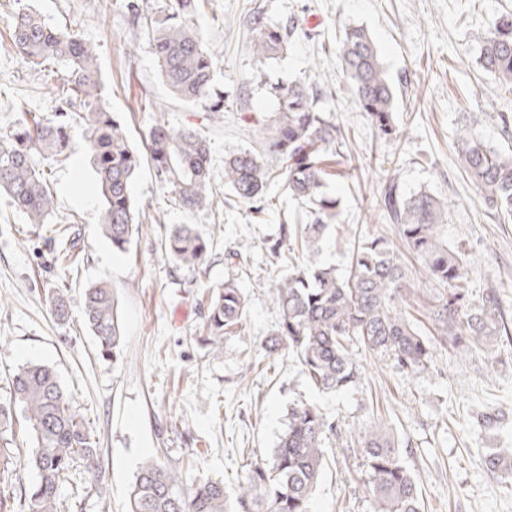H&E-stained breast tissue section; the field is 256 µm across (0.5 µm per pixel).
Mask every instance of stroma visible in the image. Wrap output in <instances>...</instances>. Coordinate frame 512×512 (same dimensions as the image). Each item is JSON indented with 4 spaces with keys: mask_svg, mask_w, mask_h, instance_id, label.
<instances>
[{
    "mask_svg": "<svg viewBox=\"0 0 512 512\" xmlns=\"http://www.w3.org/2000/svg\"><path fill=\"white\" fill-rule=\"evenodd\" d=\"M25 2L50 26L95 46L106 104L136 149H143L159 116L171 127L206 135L213 190L208 214L187 213L143 165L132 186L138 222L131 245L113 251L98 227L99 188L84 125L76 121L71 154L47 169L54 210L46 223H28L0 197V403L8 402L18 367L53 365L102 451L103 491L67 489L58 512H126L129 488L150 456L184 484L202 474L234 491L248 464L272 452L290 404L300 400L319 404L339 424L311 512H373L353 446L356 423L370 414L400 435L427 512H512V480L487 464L492 449L512 447V354L441 351L427 370L409 377L357 347L362 378L356 388L340 394L312 389L291 352L269 356L263 349L278 321L269 290L283 269L268 241L279 225L305 223V211L278 175L260 213L234 202L224 187L225 156L255 146L257 131L273 118L265 83L304 79L316 86L320 106L333 113L345 140L338 161L345 176L328 187L342 222L324 259L345 265L365 234L395 240V226L373 209L384 176L393 173L404 191L426 189L455 200L444 233L467 258L469 297L476 301L496 288L512 317V223L488 214L454 148L458 130L467 126L489 147L512 154V128L494 118L512 116V91L478 61L488 23L512 13V0H200L195 23L224 89L220 115L172 99L150 45L118 0ZM14 9L12 0H0V132L22 111L46 114L55 107L46 88L50 74L9 44ZM256 15L266 25L294 29L284 53L261 68L251 49ZM352 26L369 32L398 88L400 139L377 136L339 77L337 48ZM176 224L195 225L210 241L202 266L188 270L166 258L164 239ZM69 246L80 253L78 264L63 259ZM230 278L249 305L217 357L205 341L206 300ZM98 281L111 285L122 316L125 343L115 362L98 355L81 322L82 290ZM48 288L65 290L68 320L46 305ZM493 409L502 420L481 428L479 414Z\"/></svg>",
    "mask_w": 512,
    "mask_h": 512,
    "instance_id": "obj_1",
    "label": "stroma"
}]
</instances>
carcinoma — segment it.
<instances>
[{"mask_svg": "<svg viewBox=\"0 0 512 512\" xmlns=\"http://www.w3.org/2000/svg\"><path fill=\"white\" fill-rule=\"evenodd\" d=\"M124 8L141 23L158 63L159 74L174 98L206 112L224 111V91L212 63V49L194 23L197 0H124ZM255 64L266 65L284 52L291 32L255 21ZM13 50L40 67L50 61L60 72L58 104L50 114L26 112L11 131L0 133V194L43 224L53 209L47 184L48 162L71 152V114L82 113L85 147L100 189L99 229L121 252L128 250L136 222L132 184L144 161L184 211L209 210L210 151L207 139L192 127L172 128L157 119L145 137V152L133 147L117 116L103 103V86L95 47L78 36L51 27L32 8L18 10L9 29ZM339 53L342 75L362 110L384 140L403 135L395 118L397 91L378 50L362 27L346 30ZM479 62L499 84L512 90V14L495 18L479 46ZM276 117L262 132L260 148L224 158V186L251 205L262 199L274 168L288 193L310 205L308 223L279 225L268 250L282 256L293 242L304 265L277 279L269 298L279 316L265 349H282L296 357L306 382L322 393H341L359 383L360 368L352 358L357 343L387 357L405 375L418 374L448 346L462 353L512 345V323L504 318L500 294L489 288L478 302L462 288L466 260L442 234L455 203L427 190L405 194L396 175L385 176L378 205L397 227L398 243L380 235H364L355 243L343 268L321 259L323 247L339 217V202L325 191L332 173L329 157L341 155L342 132L330 112L316 107L317 93L304 80L270 88ZM461 167L483 204L498 217L512 219V157L488 147L469 127L455 137ZM164 251L173 263L201 265L209 243L190 224L174 226ZM412 257L428 282L439 290L418 301L407 281L405 256ZM48 307L68 315L64 291L48 288ZM421 304L431 322V335L415 326L408 308ZM248 300L228 279L211 293L207 341L215 356L224 354V336L237 332ZM84 325L104 357L117 360L124 348L118 305L112 288L96 284L81 299ZM11 403H0V434L13 431L16 403L27 423L32 448L25 459L37 474L28 489L12 458L0 453V512H13L14 496L24 493L23 512H58V501L78 468L88 488L103 489L99 442L84 417L72 406L58 374L43 363H28L13 375ZM338 423L312 403L288 407L287 423L272 453L245 471L234 495L224 482L196 479L183 489L179 476L155 458L141 463L129 495L127 512H310L327 460V441ZM357 446L367 475L374 512H425L418 481L400 456L399 439L380 418L368 416L356 428ZM488 464L512 474V448L488 456Z\"/></svg>", "mask_w": 512, "mask_h": 512, "instance_id": "1", "label": "carcinoma"}]
</instances>
